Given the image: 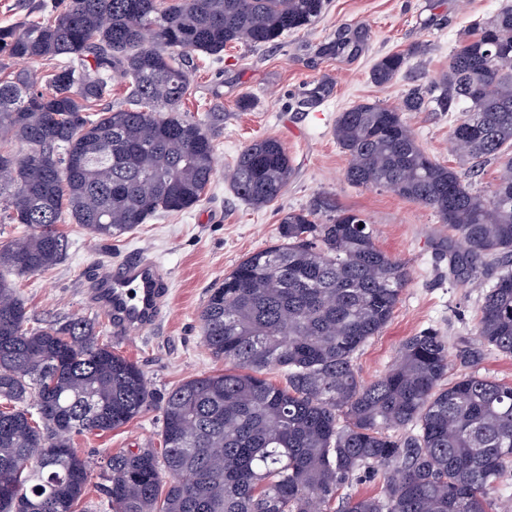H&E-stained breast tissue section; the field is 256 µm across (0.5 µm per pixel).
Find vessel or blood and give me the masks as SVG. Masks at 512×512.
Instances as JSON below:
<instances>
[{
	"label": "vessel or blood",
	"instance_id": "1",
	"mask_svg": "<svg viewBox=\"0 0 512 512\" xmlns=\"http://www.w3.org/2000/svg\"><path fill=\"white\" fill-rule=\"evenodd\" d=\"M167 293L162 268L154 261L137 259L101 280L93 299L108 312L114 326L144 328L159 318Z\"/></svg>",
	"mask_w": 512,
	"mask_h": 512
}]
</instances>
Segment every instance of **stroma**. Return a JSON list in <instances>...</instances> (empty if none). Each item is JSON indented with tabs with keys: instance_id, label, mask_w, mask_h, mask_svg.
<instances>
[{
	"instance_id": "1",
	"label": "stroma",
	"mask_w": 512,
	"mask_h": 512,
	"mask_svg": "<svg viewBox=\"0 0 512 512\" xmlns=\"http://www.w3.org/2000/svg\"><path fill=\"white\" fill-rule=\"evenodd\" d=\"M67 0H0V28L59 13ZM512 0H328L311 26L288 33L278 44L228 45L221 59L198 53L188 59L190 86L181 106L202 116L223 113L214 134L216 170L207 193L192 208L162 213L125 236L100 241L64 218L59 228L69 247L48 271L17 277L15 285L28 328L74 318L94 323L99 340L136 362L150 389L165 396L182 381L219 369L206 349L199 316L210 288L221 283L245 256L273 245L282 217L312 208L331 196L337 208L365 215L377 246L403 262L409 280L392 319L355 354L354 367L370 382L392 365L409 337L435 331L448 346V380L476 373L512 385V354L481 345L475 335L483 295L500 273L488 258L480 276L462 282L452 260L463 247L432 209L391 190L365 188L346 178L348 155L334 136L340 112L362 102L400 103L413 86L431 85L448 68L460 36L492 20ZM361 31L358 52H333L341 28ZM408 53L392 83L370 80L374 61ZM251 100L242 108V100ZM419 144L439 163L458 167L449 142L458 115L431 109L406 115ZM274 138L286 149L293 175L285 192L256 208L241 200L226 177L253 140ZM137 257L158 261L169 277L158 322L149 328L115 332L107 313L93 304L95 279ZM160 405L108 432L76 436L74 446L91 462L131 448L158 445Z\"/></svg>"
}]
</instances>
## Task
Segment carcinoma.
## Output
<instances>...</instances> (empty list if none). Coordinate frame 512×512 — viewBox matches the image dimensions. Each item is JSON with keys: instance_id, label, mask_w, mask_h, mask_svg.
<instances>
[{"instance_id": "obj_1", "label": "carcinoma", "mask_w": 512, "mask_h": 512, "mask_svg": "<svg viewBox=\"0 0 512 512\" xmlns=\"http://www.w3.org/2000/svg\"><path fill=\"white\" fill-rule=\"evenodd\" d=\"M326 0H68L49 22L0 29V72L56 60L40 89L26 72L0 78V224L28 233L0 245V271L30 275L59 263L63 213L94 238L122 237L159 213L181 212L215 173L213 130L224 114L178 112L188 55L232 43L272 45L315 23ZM409 54L378 59L386 85ZM128 82L127 107L91 118ZM459 112L450 134L468 160L512 144V7L460 38L448 71L400 106L360 102L334 135L347 180L385 187L436 211L464 247L454 269L472 278L486 257L503 269L480 308V343L512 354V158L489 194L430 158L404 118L429 106ZM293 168L282 144L256 140L230 174L254 207L280 197ZM326 214L327 222L317 215ZM409 273L381 251L372 225L322 197L281 219L278 243L254 252L209 290L202 337L224 370L189 378L162 405V448L111 455L101 492L115 512H329L360 473L378 497L339 512H489L512 469V385L468 374L445 382L448 347L427 331L363 383L354 355L390 321ZM14 283L0 274V512H76L91 462L73 435L108 432L154 404L143 370L75 318L28 330ZM285 371V384L264 371ZM410 429L406 437L393 432Z\"/></svg>"}]
</instances>
